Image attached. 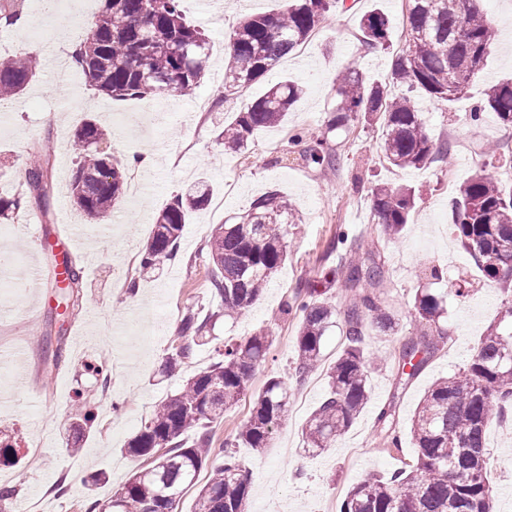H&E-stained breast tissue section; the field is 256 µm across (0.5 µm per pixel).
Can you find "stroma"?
I'll return each instance as SVG.
<instances>
[{
  "label": "stroma",
  "instance_id": "35a3bbf8",
  "mask_svg": "<svg viewBox=\"0 0 512 512\" xmlns=\"http://www.w3.org/2000/svg\"><path fill=\"white\" fill-rule=\"evenodd\" d=\"M102 0H56L53 9L25 12V25L0 33V59L19 53L38 58L40 70L23 95L0 105V196L21 190L19 172L33 145L51 155L52 184L47 209L30 208L8 224L0 223V252L14 265L35 264L42 275L43 296L26 291L21 278L0 281V349L14 353L0 360V429L8 431L20 461L0 465V486L16 487L12 512L35 502L39 512H84L90 498L105 500L125 483L139 461L125 448L154 405L175 392L185 377L208 367L214 345L240 340L264 329L275 341L265 363L254 372L252 392L267 377L291 382L288 416L271 448L263 455L241 448L237 456L252 474L249 512H339L348 490L359 480L411 469L416 450L411 417L427 388L440 377L466 366L480 336L494 323L502 293L498 285L480 281L470 255L449 227L450 199L459 186L485 163L487 147L512 146V126L484 111L479 121L469 114L484 100L488 88L512 78V0H482L497 27L495 45L482 78L452 102L419 94L421 116L433 139L448 142V159L420 169L389 166L381 150V123L357 121L328 131L336 108V79L355 67L373 81L391 80V64L406 34L408 0H345L330 12L323 28L283 59L265 78L250 87L224 88V45L237 24L255 12H277L284 0H214L203 12L199 0H182L188 22L209 36L207 74L191 96L162 94L149 101L113 100L92 90L80 70L72 67L69 51L53 44V35L70 28L73 17L94 19ZM379 11L390 23V45L366 50L360 21ZM289 79L302 97L277 126L257 131L245 153H225L218 139L225 124L260 97L267 87ZM205 111H197L198 102ZM107 132L98 149L121 159L151 152L157 157L153 176L139 196H125L115 214L117 225L94 224L68 194V179L77 150L73 133L87 121ZM326 138L340 155L332 172L305 164L288 152L296 132ZM211 185L209 204L189 215L174 260L139 285L137 295L127 285L137 277L141 251L153 222L175 196L200 177ZM409 185L421 199L399 238L376 237L374 247L385 265L376 293L397 319L393 335L370 333L367 348L377 356L370 377L371 402L333 448L311 455L303 450L302 432L327 391L326 371L341 348L339 331L325 338L321 366L306 379L292 380L299 318L281 308L297 288L316 280L331 259L326 245L337 228L368 235L374 186ZM277 190L297 218L288 227V259L268 287L236 323H216L215 342L199 347L173 377L158 373L163 357L178 343L171 328L184 314L217 310L211 290L207 241L215 225L234 223L265 192ZM75 227L74 245L63 232ZM44 246L33 250L30 242ZM67 253L79 275L81 303L67 320L54 313L59 291L48 266V253ZM444 270V287H463L467 297L449 296L445 320L450 338L441 345L422 373L407 387L396 384L395 352L421 325L412 304L418 288L428 285L429 269ZM111 359L110 382L101 387L88 373L101 355ZM97 406L92 428L75 439L71 422L78 400ZM120 410H113V403ZM395 403L400 447L382 439L376 423L381 407ZM79 443L78 454L68 451ZM489 481L495 490V512H512V407L486 430ZM106 472L108 482L90 477ZM77 482H67L69 473Z\"/></svg>",
  "mask_w": 512,
  "mask_h": 512
}]
</instances>
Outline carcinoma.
Here are the masks:
<instances>
[{"mask_svg":"<svg viewBox=\"0 0 512 512\" xmlns=\"http://www.w3.org/2000/svg\"><path fill=\"white\" fill-rule=\"evenodd\" d=\"M481 0H411L406 18L407 36L396 53L392 83L402 87L391 94L385 83L372 82L355 68L337 79L336 115L329 129L337 130L360 118L382 121L383 154L397 169H420L448 158V143H434L421 117L414 92L451 102L480 78L496 29L480 7ZM336 0H288L277 13L247 16L230 34L224 48L225 74L236 88L259 81L291 51L304 43L326 20ZM23 0H0V32L18 24ZM363 43L373 50L389 41V22L379 12L361 20ZM207 39L187 22L180 0H105L89 33L76 44L73 59L86 83L112 99H151L168 92L192 94L204 73ZM37 75V62L27 55L0 60V103L22 94ZM292 81L271 86L235 120L224 126V150L242 152L254 133L284 119L300 98ZM496 113L512 125V82L491 86L484 104L471 113ZM106 131L86 122L75 132L79 156L71 170L69 189L74 204L96 224H107L119 206L126 186L127 164L88 150ZM303 144L301 153L315 168L336 169L337 155L323 138L306 140L300 134L291 144ZM50 157L39 151L23 168L25 192L0 197V219H7L34 203L44 207L49 197ZM371 211L379 232L400 234L416 205L408 187L376 186ZM209 202V185L197 180L155 218L142 252L140 279L176 255L189 214ZM451 227L473 258L483 277L512 295V187L475 171L450 201ZM295 223L284 197L270 191L259 197L235 224L213 227L207 241L212 262L213 293L222 312L202 317L187 312L181 320V341L163 360L167 374L179 372L198 347L212 342L214 320H236L260 298L287 259L288 225ZM327 253L336 264L319 275L324 288L339 286L350 292L339 309L316 286L298 289L283 304V313L301 314L296 336L294 376L302 382L323 360L328 333L342 331L343 348L327 370L328 391L312 412L303 431L304 451L319 453L333 447L370 400L369 381L376 358L367 350V331H394L396 318L371 292L384 279L383 264L364 241L346 232L329 241ZM447 293L436 288L417 290L414 316L425 323L415 339L393 357L398 384L416 379L450 336L440 322ZM275 337L260 331L246 339L213 348L215 361L183 381L162 399L127 451L146 458L127 482L105 502L93 500L88 510L115 502L113 512H177L183 492L197 487L193 512H248L249 474L236 449L262 453L270 447L288 416L291 393L279 376L267 378L252 395V409L235 439L213 447L211 426L249 392L255 369L264 363ZM512 404V298L502 301L498 325L480 337L462 371L435 380L420 399L412 420L411 437L418 448L415 465L388 478H368L353 485L340 512H492L493 489L487 479L485 431ZM396 405L389 402L377 416V427L387 442L401 444ZM194 433L192 443L184 436ZM209 476L197 486L200 471Z\"/></svg>","mask_w":512,"mask_h":512,"instance_id":"obj_1","label":"carcinoma"}]
</instances>
